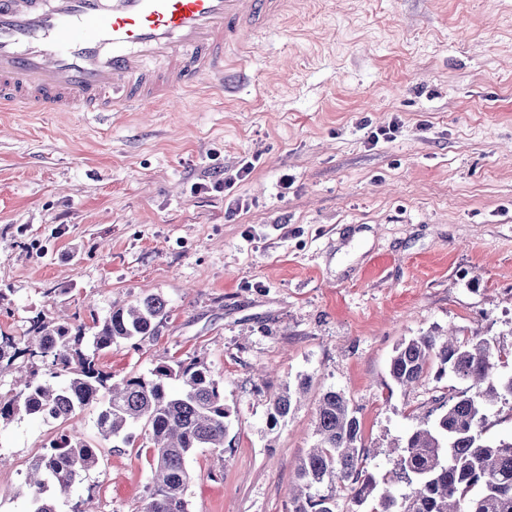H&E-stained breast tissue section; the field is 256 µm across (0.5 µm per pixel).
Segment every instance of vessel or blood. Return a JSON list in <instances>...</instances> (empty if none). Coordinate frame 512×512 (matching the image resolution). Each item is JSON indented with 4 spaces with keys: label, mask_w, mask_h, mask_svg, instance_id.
<instances>
[{
    "label": "vessel or blood",
    "mask_w": 512,
    "mask_h": 512,
    "mask_svg": "<svg viewBox=\"0 0 512 512\" xmlns=\"http://www.w3.org/2000/svg\"><path fill=\"white\" fill-rule=\"evenodd\" d=\"M298 0H0V112H137L246 81Z\"/></svg>",
    "instance_id": "obj_1"
}]
</instances>
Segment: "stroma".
<instances>
[{
	"mask_svg": "<svg viewBox=\"0 0 512 512\" xmlns=\"http://www.w3.org/2000/svg\"><path fill=\"white\" fill-rule=\"evenodd\" d=\"M250 80L145 112H0V333L165 298L158 335L100 363L118 380L197 358L223 379L231 425L223 452L187 460L188 512H288L329 389L369 470L390 471L395 439L456 386L395 385L401 340L453 329L512 353V0H301L260 37ZM245 160L232 197L192 193ZM234 197L247 210L228 214ZM304 377L269 428L271 396ZM97 412L67 423L99 463L58 512H141L152 442L112 447ZM56 433L0 427V512H30L24 474Z\"/></svg>",
	"mask_w": 512,
	"mask_h": 512,
	"instance_id": "35a3bbf8",
	"label": "stroma"
}]
</instances>
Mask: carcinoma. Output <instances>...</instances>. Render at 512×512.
<instances>
[{
    "instance_id": "obj_1",
    "label": "carcinoma",
    "mask_w": 512,
    "mask_h": 512,
    "mask_svg": "<svg viewBox=\"0 0 512 512\" xmlns=\"http://www.w3.org/2000/svg\"><path fill=\"white\" fill-rule=\"evenodd\" d=\"M167 304L150 296L115 306L91 327L32 317L24 336H0V375L13 369L19 389L0 393V424L21 416L64 423L89 405L99 406L96 428L106 442L133 444V429L148 432L154 450L152 490L143 512H188L187 457L197 448L224 451L231 409L224 389L199 360L161 362L149 375L119 382L99 365L100 354L120 341L157 334ZM509 358L484 340L454 332L402 340L389 364L391 379L408 388L446 374L466 387L446 398L441 412L398 444L392 471L376 477L365 465L361 423L346 396L329 390L319 399L317 442L296 465L288 489L289 512H335V493L346 491L371 512H512V437H482L487 405L512 383ZM308 379L286 385L271 398L269 425L277 427L307 390ZM98 449L62 431L28 468L24 483L31 512H57L55 496L98 465ZM406 483L410 492L400 491ZM329 493H320L321 488Z\"/></svg>"
}]
</instances>
